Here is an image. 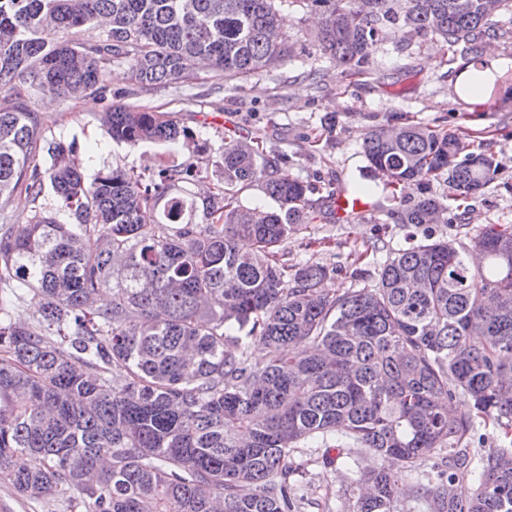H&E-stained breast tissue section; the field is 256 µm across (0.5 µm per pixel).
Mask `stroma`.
Masks as SVG:
<instances>
[{"mask_svg": "<svg viewBox=\"0 0 512 512\" xmlns=\"http://www.w3.org/2000/svg\"><path fill=\"white\" fill-rule=\"evenodd\" d=\"M278 8L293 48L281 68L221 87L211 72L201 71L191 82L150 90L134 85L125 67L116 66L106 96L36 100L42 135L72 146L89 179L113 169L147 175L162 165L199 167L202 177L180 185L181 193L198 198L224 182L225 140L247 135L285 150L289 177L314 187L328 181L338 193L366 188L365 208L357 216L308 220L285 245L290 266L335 268L324 286L336 292L370 285L387 254L407 246L410 229L397 223L396 213L420 196L414 185L396 196L378 187L363 153L372 126L420 122L448 131L489 130L501 163L497 178L475 197L449 202V209H462V221L434 225L433 232L466 244L488 225H512V94L492 95L483 105L465 100L455 89L457 74L449 69L447 48L432 36L413 37L401 51L390 40L376 44L363 71L345 76L333 59L318 52L317 17L304 0H279ZM313 69L322 76L317 87L307 78ZM114 104L163 113L187 130L189 144L112 142L99 117ZM329 117L335 125L328 132L324 121ZM378 238L385 243L383 252L365 255L366 245ZM323 454L303 444L293 453L308 489L309 502L300 512H349L355 478L379 467L380 460L360 448L344 462L325 463Z\"/></svg>", "mask_w": 512, "mask_h": 512, "instance_id": "stroma-1", "label": "stroma"}]
</instances>
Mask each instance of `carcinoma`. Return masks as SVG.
Returning <instances> with one entry per match:
<instances>
[{
    "label": "carcinoma",
    "instance_id": "carcinoma-1",
    "mask_svg": "<svg viewBox=\"0 0 512 512\" xmlns=\"http://www.w3.org/2000/svg\"><path fill=\"white\" fill-rule=\"evenodd\" d=\"M321 17L319 51L347 75L387 36L440 38L476 54L512 0H306ZM105 26V36L81 34ZM276 0H0V198L34 205L0 234V484L70 512H297L288 457L312 441L343 457L365 448L386 467L360 475L350 512H393L412 493L428 512H512V448L470 455L482 423L512 435V225L471 244L432 237L450 197L479 194L501 163L470 150L469 130L376 125L363 151L385 187L421 186L398 220L420 238L387 257L374 284L321 288L335 268L288 273L283 246L336 197L281 172L289 161L260 137L224 144V186L198 201L175 193L198 175L122 169L86 181L72 151L43 139L31 99L103 92L114 64L142 88L195 79L204 62L224 81L280 67L290 53ZM112 140L178 144L186 130L144 106L104 113ZM62 224L38 205L45 186ZM258 185L277 203L239 202ZM163 210H157L160 199ZM42 298L33 321L12 318L16 285ZM112 291L106 308L98 294ZM267 348L251 361L252 339ZM463 398L466 413L451 407ZM19 456L29 465L17 467ZM473 468L475 488L453 469Z\"/></svg>",
    "mask_w": 512,
    "mask_h": 512
}]
</instances>
